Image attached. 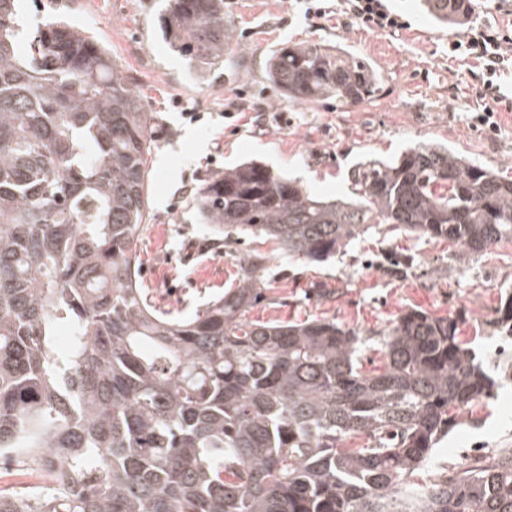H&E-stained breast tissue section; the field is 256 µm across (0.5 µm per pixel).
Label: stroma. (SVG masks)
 <instances>
[{"instance_id": "35a3bbf8", "label": "stroma", "mask_w": 512, "mask_h": 512, "mask_svg": "<svg viewBox=\"0 0 512 512\" xmlns=\"http://www.w3.org/2000/svg\"><path fill=\"white\" fill-rule=\"evenodd\" d=\"M408 27L390 34L342 14L311 16L304 0H224L231 27L221 78L194 80L188 59L160 31L164 0H21L24 24L64 12L89 29L151 112L155 144L148 157L150 216L139 243L141 287L158 304L187 315L236 287L240 258L267 255L259 283L264 301L248 318L260 322L333 319L359 332L364 364L377 354L372 335L417 308L461 317V337L477 354L512 366V336L499 335L496 310L512 293V242L474 256L448 241L383 224L324 263L289 260L261 237L212 243L199 224L193 189L242 161L257 159L289 173L323 199L352 194L351 171L362 160L400 155L431 140L512 180V78L504 77L497 134L471 126L482 88L469 67L449 59L448 42L464 27H440L421 0H393ZM319 44L368 61L382 83L376 97L352 107L282 97L267 76L281 48ZM415 256L406 278L383 276L381 254ZM460 424L437 445L423 479L470 462L475 451L512 448V381L459 413Z\"/></svg>"}]
</instances>
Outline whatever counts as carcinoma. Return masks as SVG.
I'll use <instances>...</instances> for the list:
<instances>
[{"label":"carcinoma","mask_w":512,"mask_h":512,"mask_svg":"<svg viewBox=\"0 0 512 512\" xmlns=\"http://www.w3.org/2000/svg\"><path fill=\"white\" fill-rule=\"evenodd\" d=\"M422 2L441 26L469 10ZM161 31L199 77L224 69V0H165ZM268 70L297 103L357 106L381 84L317 45L280 49ZM150 128L89 32L56 16L28 30L0 0V480L55 482L0 485V512H512V448L417 476L458 412L502 382L459 318L408 310L367 370L364 340L334 320H248L261 254L188 316L156 304L136 265ZM351 179L353 199L323 200L245 162L199 189L196 213L215 241L250 233L310 262L375 224L472 255L512 242V180L445 145L366 160ZM497 313L512 336L511 294Z\"/></svg>","instance_id":"cac0c4a2"}]
</instances>
